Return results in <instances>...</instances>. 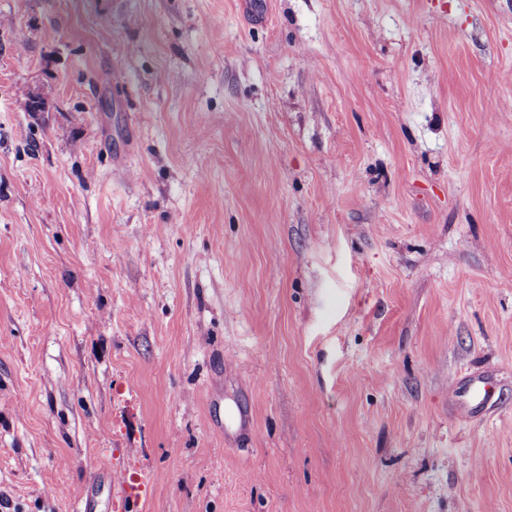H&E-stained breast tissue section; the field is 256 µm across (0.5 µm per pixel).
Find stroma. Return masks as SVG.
<instances>
[{
	"mask_svg": "<svg viewBox=\"0 0 512 512\" xmlns=\"http://www.w3.org/2000/svg\"><path fill=\"white\" fill-rule=\"evenodd\" d=\"M241 2L0 0V512H512V0Z\"/></svg>",
	"mask_w": 512,
	"mask_h": 512,
	"instance_id": "35a3bbf8",
	"label": "stroma"
}]
</instances>
